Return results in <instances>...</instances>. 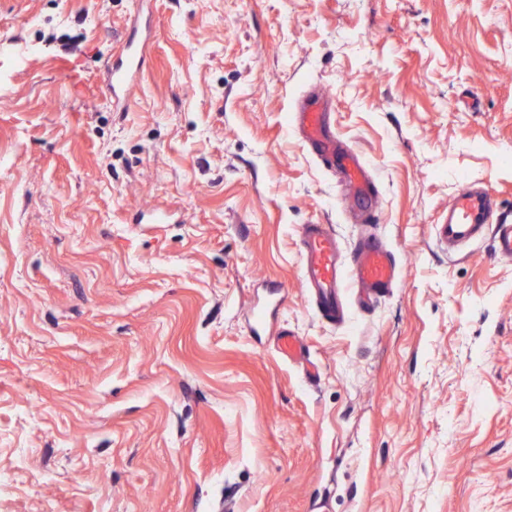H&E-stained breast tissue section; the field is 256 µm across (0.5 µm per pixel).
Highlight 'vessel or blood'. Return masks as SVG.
<instances>
[{
    "instance_id": "1",
    "label": "vessel or blood",
    "mask_w": 512,
    "mask_h": 512,
    "mask_svg": "<svg viewBox=\"0 0 512 512\" xmlns=\"http://www.w3.org/2000/svg\"><path fill=\"white\" fill-rule=\"evenodd\" d=\"M142 66L137 47H130L120 59L108 61L103 93L114 111H123ZM306 143L325 161L341 171L346 194L374 201L376 190L364 163L344 150L327 122L319 99L308 100L292 115ZM490 235L492 252L501 261L512 260V215L500 211L494 192L462 184L448 206V213L436 226V238L456 252L483 235ZM301 279L317 313L331 322L345 316L347 289H356L360 300L374 304L400 284V271L393 252L375 233L362 236L353 247H344L329 224H304L299 228ZM276 345L289 362L301 366L308 378L318 371L301 337L291 330L278 332Z\"/></svg>"
}]
</instances>
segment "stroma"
I'll return each mask as SVG.
<instances>
[{
	"label": "stroma",
	"mask_w": 512,
	"mask_h": 512,
	"mask_svg": "<svg viewBox=\"0 0 512 512\" xmlns=\"http://www.w3.org/2000/svg\"><path fill=\"white\" fill-rule=\"evenodd\" d=\"M509 69L512 0H0V512H512V263L433 233L465 180L512 212ZM315 91L368 222L290 123ZM303 224L400 287L323 320ZM141 66V56L133 44L123 58L108 61L103 93L114 111L121 112L125 109L128 95L136 84V76ZM276 336V345L283 358L301 366L309 379H315L318 374L317 367L310 359L308 348L302 338L288 329L281 330Z\"/></svg>",
	"instance_id": "35a3bbf8"
}]
</instances>
